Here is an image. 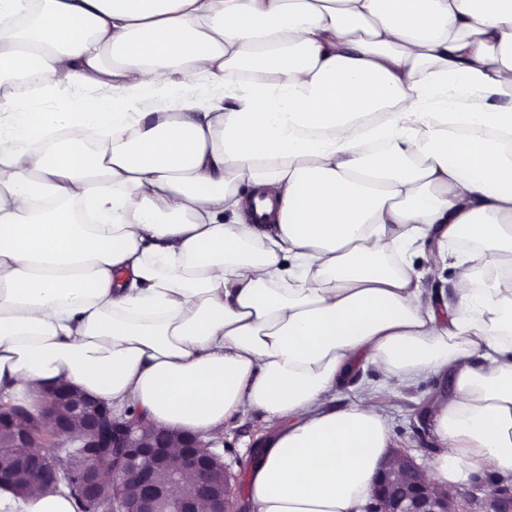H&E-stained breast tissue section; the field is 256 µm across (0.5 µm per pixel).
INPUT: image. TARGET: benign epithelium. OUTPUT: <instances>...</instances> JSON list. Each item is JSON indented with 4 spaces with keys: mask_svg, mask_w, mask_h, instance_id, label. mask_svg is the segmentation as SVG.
<instances>
[{
    "mask_svg": "<svg viewBox=\"0 0 512 512\" xmlns=\"http://www.w3.org/2000/svg\"><path fill=\"white\" fill-rule=\"evenodd\" d=\"M42 411L55 416L45 433L31 430L25 406L0 407V425L15 431L13 447L27 448L23 455H0V483L8 480L17 462H27L28 483L56 488L65 472L82 476V495L89 500L108 499L109 512H198L203 503L207 512H233L229 498L232 476L218 454L205 451L200 437L183 430L153 431L143 427L139 413L121 417L101 401L75 386L62 384L43 396ZM78 447L60 466L48 449L73 439ZM180 449L165 484L157 483L158 470L169 466L170 450ZM110 475L104 481L101 473ZM137 476V493L127 496L123 482ZM191 474L193 481H185ZM371 512H512V488L500 487L492 495L440 494L422 476V466L405 450L388 454L373 480Z\"/></svg>",
    "mask_w": 512,
    "mask_h": 512,
    "instance_id": "benign-epithelium-1",
    "label": "benign epithelium"
}]
</instances>
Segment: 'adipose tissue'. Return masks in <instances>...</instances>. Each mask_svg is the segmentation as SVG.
Instances as JSON below:
<instances>
[{"label":"adipose tissue","mask_w":512,"mask_h":512,"mask_svg":"<svg viewBox=\"0 0 512 512\" xmlns=\"http://www.w3.org/2000/svg\"><path fill=\"white\" fill-rule=\"evenodd\" d=\"M31 71L111 94L26 106ZM511 89L512 0H0V395L71 384L206 439L258 412L254 512H366L378 394L446 373L427 479L512 484V152L482 135L512 137ZM368 361L381 390L326 409ZM455 280V269L452 267L439 271L435 275H429L423 280L424 288L433 291L440 300L454 307L457 301L456 291L453 287Z\"/></svg>","instance_id":"adipose-tissue-1"}]
</instances>
